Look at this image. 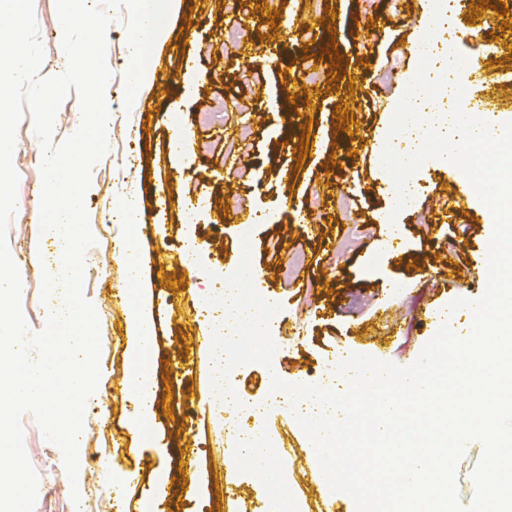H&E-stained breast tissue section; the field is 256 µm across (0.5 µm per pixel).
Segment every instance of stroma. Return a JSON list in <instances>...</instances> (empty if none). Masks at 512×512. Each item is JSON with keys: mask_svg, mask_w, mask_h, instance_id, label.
Listing matches in <instances>:
<instances>
[{"mask_svg": "<svg viewBox=\"0 0 512 512\" xmlns=\"http://www.w3.org/2000/svg\"><path fill=\"white\" fill-rule=\"evenodd\" d=\"M222 0H184L170 18L173 44L154 46L168 56L172 80L160 84L149 111H125L123 74L130 62L127 30L112 23L107 32V63L113 72L112 132L108 151L93 167L92 189L85 196L95 242L85 252L84 295L99 314L100 377L88 399L83 436L96 439L97 460L78 448V475L69 480L61 449L46 441L32 414L22 418L24 446L36 471L39 505L35 512H73L82 504L96 512L100 499L108 512H264L272 483L251 470L226 465L239 435L259 428L271 447L292 449L281 465V484L291 488L288 512H356L346 494L331 491L323 476L307 477L312 443L298 421L279 410L259 419L243 408L266 401L271 377L290 384H314L332 374L349 354L368 355L401 367L412 365L441 326L421 324L426 307L444 311L458 298L479 299L487 287L488 248L493 234L487 207L470 196L459 213H449L448 196L462 172L441 159L427 160L413 176V206L392 211L391 176L377 154L384 148L397 104L417 74L423 45L420 9L439 15V0H242L246 14L262 13L267 23L250 45L251 57L233 53L226 42L232 17ZM512 0H489L457 30L453 44L463 56H479L484 72L464 69L461 82L476 87L487 113L512 129V47L493 33ZM45 48L42 69L62 74L56 0H34ZM308 15L327 17L334 44L315 52L320 30L301 25ZM281 56L279 69L267 60ZM338 63H331V56ZM263 68V82L238 80L247 61ZM369 66L364 83H348L351 73ZM314 67L321 80L307 99L283 106L278 90L286 79ZM224 116L202 123L200 116L219 102ZM250 125L254 135L242 164L224 166L218 131ZM310 125L325 141L322 154L300 157L299 137L284 138ZM179 126L185 152L173 154L172 126ZM357 131L367 148L347 145L345 131ZM41 145L31 118L17 129L13 164L19 175L17 212L8 227V248L22 279V310L31 332L41 331L46 309L40 295V266L55 256L59 238L40 231ZM288 169L281 179L280 169ZM340 198L308 210L312 193ZM139 198L138 221L126 223L113 205L114 195ZM169 206L157 203L159 196ZM252 214L250 262L261 270L262 284L277 302L271 366L239 367L241 412H212L210 354L197 356L193 369L182 359L198 329L210 328L213 313L198 305L222 293L223 278L240 263V226L236 209ZM198 252L193 272L166 273L184 239ZM130 243L143 258L141 277L123 284L116 264H104L117 243ZM307 255L291 278L281 269L295 253ZM124 289L112 302L109 289ZM149 323L147 371L154 378L159 409L138 431L137 393L122 388L132 365L125 323L131 312ZM196 449L197 463L186 468L181 448ZM110 477L101 480V467Z\"/></svg>", "mask_w": 512, "mask_h": 512, "instance_id": "obj_1", "label": "stroma"}]
</instances>
